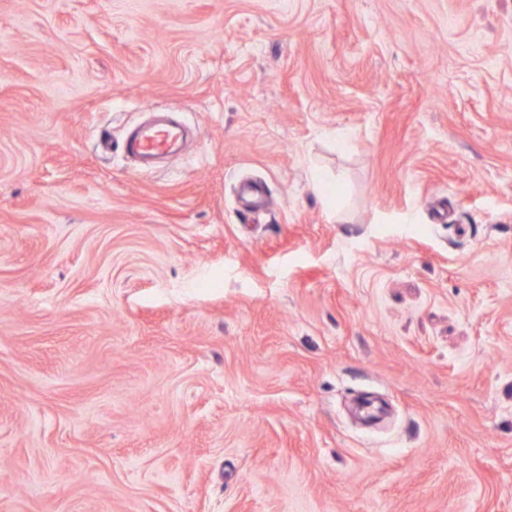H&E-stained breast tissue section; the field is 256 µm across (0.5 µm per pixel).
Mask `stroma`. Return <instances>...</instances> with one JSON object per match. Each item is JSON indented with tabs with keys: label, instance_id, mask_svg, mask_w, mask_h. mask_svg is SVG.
<instances>
[{
	"label": "stroma",
	"instance_id": "35a3bbf8",
	"mask_svg": "<svg viewBox=\"0 0 512 512\" xmlns=\"http://www.w3.org/2000/svg\"><path fill=\"white\" fill-rule=\"evenodd\" d=\"M0 512H512V0H0ZM177 139L178 133L173 127L143 126L126 139L124 151L127 155L140 156L146 162V166H149L152 157L168 148Z\"/></svg>",
	"mask_w": 512,
	"mask_h": 512
}]
</instances>
